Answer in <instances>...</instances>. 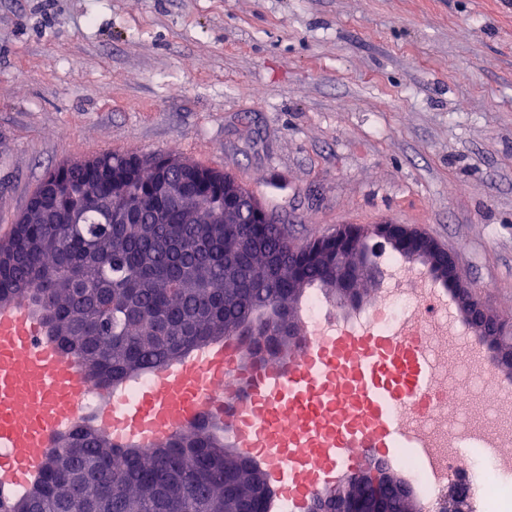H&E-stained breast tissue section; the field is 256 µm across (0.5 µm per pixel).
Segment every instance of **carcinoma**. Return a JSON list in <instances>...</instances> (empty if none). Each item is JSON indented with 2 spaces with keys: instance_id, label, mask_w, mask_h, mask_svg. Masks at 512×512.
I'll return each instance as SVG.
<instances>
[{
  "instance_id": "carcinoma-1",
  "label": "carcinoma",
  "mask_w": 512,
  "mask_h": 512,
  "mask_svg": "<svg viewBox=\"0 0 512 512\" xmlns=\"http://www.w3.org/2000/svg\"><path fill=\"white\" fill-rule=\"evenodd\" d=\"M177 185L205 206L196 224ZM98 196L104 205L92 203ZM0 243V307L27 303L99 388L160 369L228 336L281 353L293 305L314 290L342 303L325 266L367 251L381 225L344 226L302 245L228 173L104 154L51 171ZM236 253L232 267L224 255ZM5 512H243L263 506L266 473L224 447L214 416L151 448H118L80 424Z\"/></svg>"
}]
</instances>
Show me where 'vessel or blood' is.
Segmentation results:
<instances>
[{"mask_svg":"<svg viewBox=\"0 0 512 512\" xmlns=\"http://www.w3.org/2000/svg\"><path fill=\"white\" fill-rule=\"evenodd\" d=\"M300 345L269 359L238 338L206 344L153 371L137 396L124 384L89 413L114 446L152 448L222 413L224 444L253 458L290 512L358 467L397 468L399 448H425L432 404L429 347L393 333L303 325ZM94 391L26 305L0 307V495L30 488L55 437L71 432Z\"/></svg>","mask_w":512,"mask_h":512,"instance_id":"b4317fda","label":"vessel or blood"}]
</instances>
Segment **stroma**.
<instances>
[{
  "instance_id": "35a3bbf8",
  "label": "stroma",
  "mask_w": 512,
  "mask_h": 512,
  "mask_svg": "<svg viewBox=\"0 0 512 512\" xmlns=\"http://www.w3.org/2000/svg\"><path fill=\"white\" fill-rule=\"evenodd\" d=\"M105 152L231 173L298 244L417 229L512 321V0H0V238Z\"/></svg>"
}]
</instances>
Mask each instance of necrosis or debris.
<instances>
[{"label":"necrosis or debris","mask_w":512,"mask_h":512,"mask_svg":"<svg viewBox=\"0 0 512 512\" xmlns=\"http://www.w3.org/2000/svg\"><path fill=\"white\" fill-rule=\"evenodd\" d=\"M386 285L372 299L365 316L352 320L353 328L403 332L427 337L435 355L434 407L423 420L435 441L433 448L400 449L399 464L421 498L425 512H440L447 486L467 501L479 502L487 512H512V489L497 482L501 470L512 462L496 448H480L476 454L488 464V475L478 478L472 463L462 461L454 446L456 436L469 432L472 423L461 404L473 397L484 401V435L498 445L512 444V431H499L498 422L512 416V394L505 391L500 376L489 367L485 352L449 363L448 348L455 340L448 326V308L430 288H412L419 279L416 270L386 258Z\"/></svg>","instance_id":"obj_1"}]
</instances>
